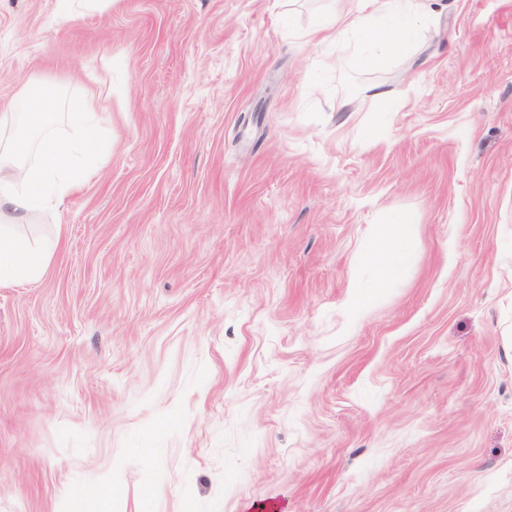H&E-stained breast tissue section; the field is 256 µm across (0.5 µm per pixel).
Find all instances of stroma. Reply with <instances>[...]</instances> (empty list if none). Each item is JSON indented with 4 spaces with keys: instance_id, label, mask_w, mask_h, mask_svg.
I'll return each mask as SVG.
<instances>
[{
    "instance_id": "1",
    "label": "stroma",
    "mask_w": 512,
    "mask_h": 512,
    "mask_svg": "<svg viewBox=\"0 0 512 512\" xmlns=\"http://www.w3.org/2000/svg\"><path fill=\"white\" fill-rule=\"evenodd\" d=\"M353 6L0 0V110L112 140L15 228L59 248L0 284V512H512V0L362 68L305 38ZM400 229L401 224H378L374 228L365 259L378 267L381 280L395 275L401 265L402 256L397 247Z\"/></svg>"
}]
</instances>
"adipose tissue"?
<instances>
[{
  "mask_svg": "<svg viewBox=\"0 0 512 512\" xmlns=\"http://www.w3.org/2000/svg\"><path fill=\"white\" fill-rule=\"evenodd\" d=\"M432 18L423 0H364L363 6L344 15L329 14L308 34L312 43L328 41L336 31L361 39L381 35L387 54L397 53L403 37ZM60 89L46 82L20 95L9 111L0 113V281H30L48 266L55 247H38L21 241L13 232L35 209L52 198H62L80 188L90 173L84 158L94 144L92 122L96 103L84 98L69 111L58 106ZM67 124L69 138L56 134ZM400 227L379 224L374 228L365 256L390 278L402 262L397 247Z\"/></svg>",
  "mask_w": 512,
  "mask_h": 512,
  "instance_id": "obj_1",
  "label": "adipose tissue"
}]
</instances>
